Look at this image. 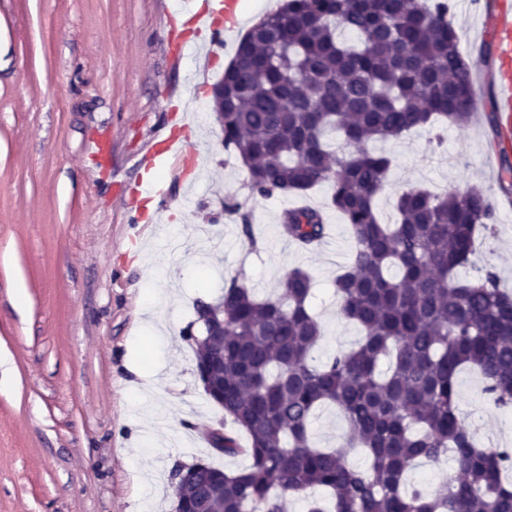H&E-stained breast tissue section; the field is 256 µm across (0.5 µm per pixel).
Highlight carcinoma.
Wrapping results in <instances>:
<instances>
[{
  "instance_id": "1",
  "label": "carcinoma",
  "mask_w": 512,
  "mask_h": 512,
  "mask_svg": "<svg viewBox=\"0 0 512 512\" xmlns=\"http://www.w3.org/2000/svg\"><path fill=\"white\" fill-rule=\"evenodd\" d=\"M448 0H284L252 25L224 69V148L247 168L250 195L304 196L326 185L352 248L333 281L340 315L363 333L355 349L313 356L323 330L310 306L312 276L291 269L281 293L261 299L234 277L224 300L196 302L224 324V338L193 348L195 367L224 385L220 453L248 464L225 471L179 465L184 512H512V450L480 446L463 423L458 374L476 370L497 407L512 405V295L475 262L494 223L484 191L409 188L392 223L379 219L390 156L372 140H397L435 123L473 117L471 66L448 20ZM224 211L258 250L250 213ZM282 237L311 251L329 234L326 211L291 207ZM332 403L345 444L319 448L316 409ZM248 437L239 442L238 433ZM359 449L366 467L349 464ZM453 454L459 476L429 494L410 484L420 461Z\"/></svg>"
}]
</instances>
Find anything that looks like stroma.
Here are the masks:
<instances>
[{"mask_svg": "<svg viewBox=\"0 0 512 512\" xmlns=\"http://www.w3.org/2000/svg\"><path fill=\"white\" fill-rule=\"evenodd\" d=\"M448 15L471 64L483 60L490 0H450ZM183 0H0V512H173L175 463H247L212 453L202 435L224 411L204 396L181 332L194 302L213 300L239 278L259 295L288 271L314 278L313 310L325 360L361 332L338 315L332 282L346 264V224L329 210L327 245L301 252L279 234L292 198L253 201L247 169L224 149L210 90L224 75L244 28L207 58L167 64L171 41L188 34ZM182 84L189 111L167 97ZM185 144L198 170L167 165L170 196L159 223L137 230L145 203L138 155L164 134ZM111 145L101 161L95 145ZM373 150L392 159L378 200L382 222L396 195L418 187L475 186L496 203L480 261L512 291V136L480 112L463 128L425 130ZM228 202L252 214L251 251ZM466 425L479 440L512 448V408H497L476 373L459 377Z\"/></svg>", "mask_w": 512, "mask_h": 512, "instance_id": "obj_1", "label": "stroma"}]
</instances>
